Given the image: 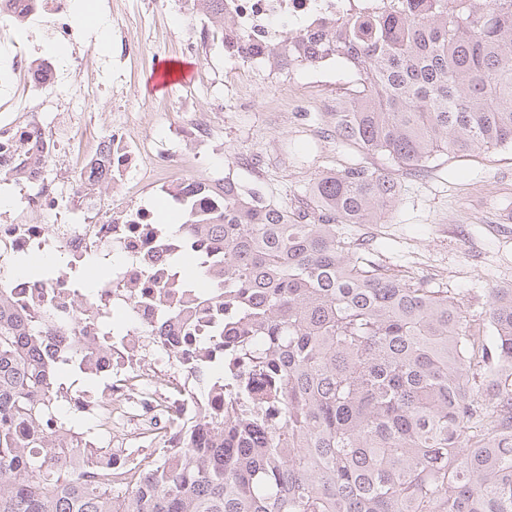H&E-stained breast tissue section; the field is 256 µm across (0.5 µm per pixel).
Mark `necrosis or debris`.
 Masks as SVG:
<instances>
[{"label":"necrosis or debris","instance_id":"1","mask_svg":"<svg viewBox=\"0 0 512 512\" xmlns=\"http://www.w3.org/2000/svg\"><path fill=\"white\" fill-rule=\"evenodd\" d=\"M0 0V264L61 254L66 273L15 278L0 287L15 309L48 310L46 354L80 359L100 393L59 380L54 406L84 415L93 440L112 450L110 470L130 473L149 449L207 447L212 432L187 438L184 422L224 412L226 395L202 375L224 359L216 322L232 309L177 270L178 236L158 224L144 200L163 194L193 213L214 203L216 178H192L215 141L221 104L187 107L173 127L176 148L143 137L156 108L126 101L107 132L84 136L86 103L103 90L124 97V71L142 44L151 9L139 19L123 0ZM397 0H224L229 30L247 41L252 60L317 24L352 13L394 10ZM97 50V81L81 78V49ZM105 269L90 295L76 286L87 257Z\"/></svg>","mask_w":512,"mask_h":512}]
</instances>
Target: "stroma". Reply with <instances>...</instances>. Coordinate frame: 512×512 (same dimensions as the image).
<instances>
[{
  "mask_svg": "<svg viewBox=\"0 0 512 512\" xmlns=\"http://www.w3.org/2000/svg\"><path fill=\"white\" fill-rule=\"evenodd\" d=\"M179 6V0H158L144 51L128 75L137 105L168 107L146 130L152 144H168L165 130L181 120L183 96L223 101L216 117L220 148L205 155L204 171L227 174L268 202L309 211L306 190L320 174L365 165L401 187L381 223L344 227L368 259L397 272L419 270L476 316L485 313L491 289L512 288V149L444 155L415 168L337 140L328 132V114L360 87L340 59L287 73L258 67L247 86L250 105L240 109L239 61L217 40L203 55L186 53ZM164 58L193 69L191 83L152 90L150 76ZM278 98L287 99V111L272 112Z\"/></svg>",
  "mask_w": 512,
  "mask_h": 512,
  "instance_id": "35a3bbf8",
  "label": "stroma"
}]
</instances>
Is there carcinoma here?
Returning a JSON list of instances; mask_svg holds the SVG:
<instances>
[{
	"label": "carcinoma",
	"instance_id": "cac0c4a2",
	"mask_svg": "<svg viewBox=\"0 0 512 512\" xmlns=\"http://www.w3.org/2000/svg\"><path fill=\"white\" fill-rule=\"evenodd\" d=\"M206 19L224 33V0ZM348 17L279 52L276 70L341 58L360 88L329 113L336 138L399 165L512 148V0H408ZM318 218L224 177L192 223L222 275L187 285L233 302L224 334L247 371L233 415H208V448H157L137 477L73 468L79 441L40 447L62 366L40 357L50 313L18 316L0 293V512H512V288L476 318L446 288L368 263L340 232L377 224L400 195L364 166L321 175ZM278 393L279 418L249 394Z\"/></svg>",
	"mask_w": 512,
	"mask_h": 512
}]
</instances>
